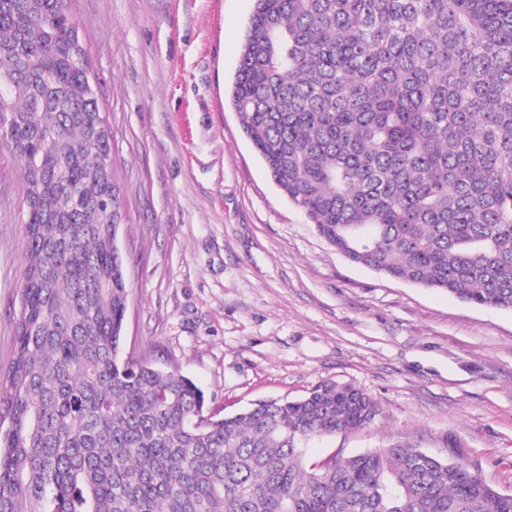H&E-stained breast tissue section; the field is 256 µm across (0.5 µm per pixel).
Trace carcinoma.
<instances>
[{
  "label": "carcinoma",
  "mask_w": 512,
  "mask_h": 512,
  "mask_svg": "<svg viewBox=\"0 0 512 512\" xmlns=\"http://www.w3.org/2000/svg\"><path fill=\"white\" fill-rule=\"evenodd\" d=\"M67 0H0L26 183L14 359L0 372V512H512V495L392 446L304 461L374 397L209 414L192 380L121 356L111 135ZM40 60L52 96L30 94ZM273 182L352 263L512 310V0H253L229 93ZM58 140L55 150L47 137Z\"/></svg>",
  "instance_id": "carcinoma-1"
}]
</instances>
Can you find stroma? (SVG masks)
I'll return each mask as SVG.
<instances>
[{
  "instance_id": "obj_1",
  "label": "stroma",
  "mask_w": 512,
  "mask_h": 512,
  "mask_svg": "<svg viewBox=\"0 0 512 512\" xmlns=\"http://www.w3.org/2000/svg\"><path fill=\"white\" fill-rule=\"evenodd\" d=\"M112 132L129 304L122 355L177 370L210 411L323 382L380 404L309 442L463 453L512 494V311L352 264L286 199L229 103L253 0H68ZM25 184L0 146V370L21 305Z\"/></svg>"
}]
</instances>
